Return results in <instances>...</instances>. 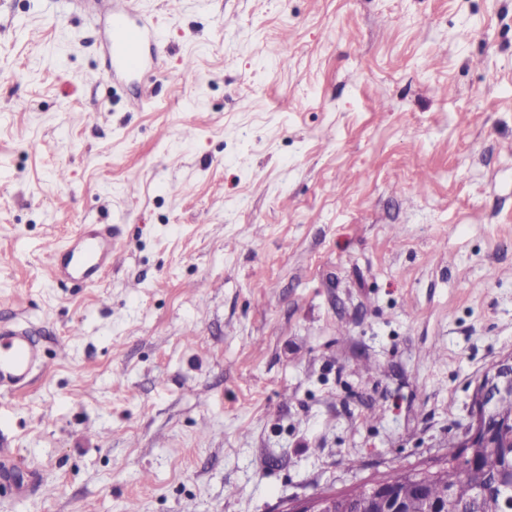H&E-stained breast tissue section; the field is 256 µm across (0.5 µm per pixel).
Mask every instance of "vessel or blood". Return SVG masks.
<instances>
[{"label":"vessel or blood","instance_id":"vessel-or-blood-1","mask_svg":"<svg viewBox=\"0 0 512 512\" xmlns=\"http://www.w3.org/2000/svg\"><path fill=\"white\" fill-rule=\"evenodd\" d=\"M135 0H112L109 15L108 52L112 70L137 74L148 66L147 55L159 52L160 38L144 19L136 18ZM115 227L89 225L63 245L47 247L48 266L55 279L95 282L120 258ZM41 360V351L22 326L0 327V395H10L25 386Z\"/></svg>","mask_w":512,"mask_h":512}]
</instances>
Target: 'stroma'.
<instances>
[{"mask_svg": "<svg viewBox=\"0 0 512 512\" xmlns=\"http://www.w3.org/2000/svg\"><path fill=\"white\" fill-rule=\"evenodd\" d=\"M139 3L161 53L117 77L107 0H0V325L42 352L0 512H276L446 455L512 352V0ZM84 224L124 261L58 283Z\"/></svg>", "mask_w": 512, "mask_h": 512, "instance_id": "obj_1", "label": "stroma"}]
</instances>
